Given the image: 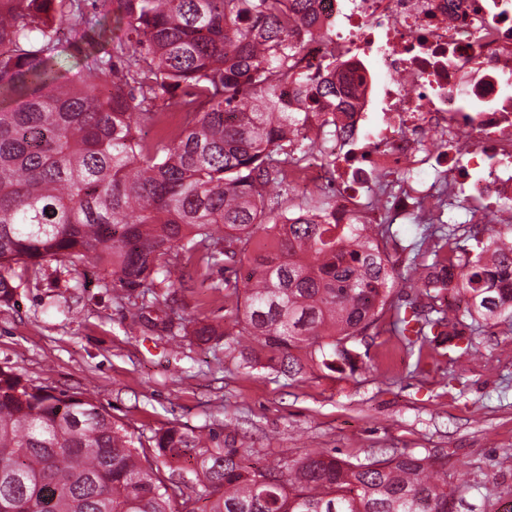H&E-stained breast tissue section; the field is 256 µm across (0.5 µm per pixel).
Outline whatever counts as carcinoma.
I'll use <instances>...</instances> for the list:
<instances>
[{
	"label": "carcinoma",
	"mask_w": 512,
	"mask_h": 512,
	"mask_svg": "<svg viewBox=\"0 0 512 512\" xmlns=\"http://www.w3.org/2000/svg\"><path fill=\"white\" fill-rule=\"evenodd\" d=\"M99 1L126 25L110 53L80 0H0L1 305L30 269L81 263L167 325L155 282L183 285L186 259L233 301L228 327L198 322L196 340L224 341L227 356L257 343L289 377L310 362L355 372L386 315L405 347H441L452 363L471 352L466 319L512 322V242L495 225L482 237L440 226L432 263L406 267L432 301L468 295L451 315L388 301L382 225L318 224L328 198L292 203L288 170L336 135L352 82L299 67L321 35L315 0ZM159 100L180 111L176 126L151 111ZM259 233L274 245L251 248ZM230 438L172 425L151 450L86 394L0 370V512H453L447 472L425 457L319 451L254 469Z\"/></svg>",
	"instance_id": "1"
}]
</instances>
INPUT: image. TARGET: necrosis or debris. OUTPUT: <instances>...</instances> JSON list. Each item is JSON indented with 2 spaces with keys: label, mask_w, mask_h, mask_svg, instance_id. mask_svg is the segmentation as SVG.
Returning <instances> with one entry per match:
<instances>
[{
  "label": "necrosis or debris",
  "mask_w": 512,
  "mask_h": 512,
  "mask_svg": "<svg viewBox=\"0 0 512 512\" xmlns=\"http://www.w3.org/2000/svg\"><path fill=\"white\" fill-rule=\"evenodd\" d=\"M316 10L326 37L306 44L303 70L334 50L337 75L356 88L328 158L290 172L298 194L331 193L317 221L380 223L369 199L380 176L397 174L396 216L431 221L463 199L471 223L511 224L512 0H316Z\"/></svg>",
  "instance_id": "obj_1"
}]
</instances>
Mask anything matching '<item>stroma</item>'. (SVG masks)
Masks as SVG:
<instances>
[{
  "label": "stroma",
  "mask_w": 512,
  "mask_h": 512,
  "mask_svg": "<svg viewBox=\"0 0 512 512\" xmlns=\"http://www.w3.org/2000/svg\"><path fill=\"white\" fill-rule=\"evenodd\" d=\"M179 318L171 329L132 318L119 289L49 264L0 306V368L54 393L84 392L147 439L172 423L197 434L233 423L257 466L315 451L347 461L393 452L429 458L460 487L454 512H512V328L480 326L471 354L416 368L379 322L358 346L357 372L308 365L288 378L270 352L243 343L235 356L183 335L224 318V295L186 278L158 286ZM495 488L484 496L482 485Z\"/></svg>",
  "instance_id": "35a3bbf8"
}]
</instances>
